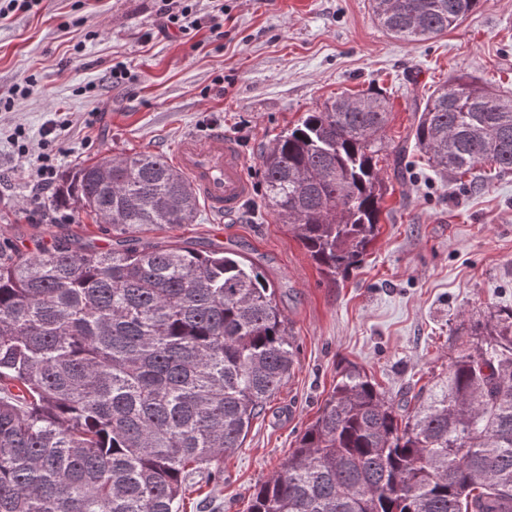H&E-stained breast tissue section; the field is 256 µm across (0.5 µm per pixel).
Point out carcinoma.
Instances as JSON below:
<instances>
[{
    "label": "carcinoma",
    "mask_w": 512,
    "mask_h": 512,
    "mask_svg": "<svg viewBox=\"0 0 512 512\" xmlns=\"http://www.w3.org/2000/svg\"><path fill=\"white\" fill-rule=\"evenodd\" d=\"M483 0H371L390 34L436 37ZM384 97L306 112L259 156L264 201L330 279L378 234ZM414 146L442 174L512 171V98L450 78ZM58 201L104 224L102 247L64 239L0 252V512H181L295 362L264 269L226 248L143 242L195 222L189 180L160 155L105 152ZM248 512H512V313L490 314L448 374L396 406L348 364Z\"/></svg>",
    "instance_id": "1"
}]
</instances>
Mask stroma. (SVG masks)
Segmentation results:
<instances>
[{
    "mask_svg": "<svg viewBox=\"0 0 512 512\" xmlns=\"http://www.w3.org/2000/svg\"><path fill=\"white\" fill-rule=\"evenodd\" d=\"M223 3L217 33L211 0H186L184 33L160 31V0H41L0 19V247L27 253L60 238L109 241L77 211L66 224L43 220L54 193L30 181L10 139L15 126L36 143L47 121L66 113L70 127L55 143L63 173L107 151L168 158L184 133L202 136L215 125L244 154L253 194L243 208L219 224L200 209L172 235L263 267L296 362L242 448L225 458L223 483L193 485L183 512H247L255 485L287 458L346 363L397 401L444 375L463 343L455 334L463 316L512 310V172L485 165L442 175L418 151L401 150L417 104L448 78L512 97V0H485L447 33L411 44L379 25L370 0ZM115 65L131 82L113 85ZM26 77L31 92L15 100ZM370 89L391 111L379 159L389 193L362 267L333 281L264 208L259 155L304 113ZM95 107L100 114L86 125Z\"/></svg>",
    "mask_w": 512,
    "mask_h": 512,
    "instance_id": "obj_1",
    "label": "stroma"
}]
</instances>
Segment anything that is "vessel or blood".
Wrapping results in <instances>:
<instances>
[{
	"label": "vessel or blood",
	"mask_w": 512,
	"mask_h": 512,
	"mask_svg": "<svg viewBox=\"0 0 512 512\" xmlns=\"http://www.w3.org/2000/svg\"><path fill=\"white\" fill-rule=\"evenodd\" d=\"M174 162L216 217L234 214L251 194L243 154L222 127H212L202 138L185 134L175 146Z\"/></svg>",
	"instance_id": "vessel-or-blood-1"
}]
</instances>
